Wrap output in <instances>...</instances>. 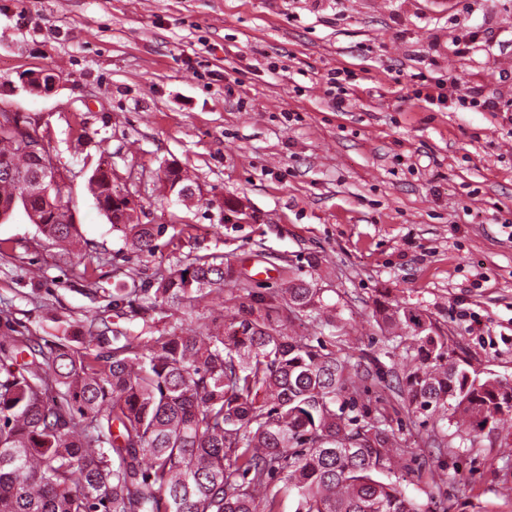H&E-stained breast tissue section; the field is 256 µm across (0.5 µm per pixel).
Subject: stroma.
Here are the masks:
<instances>
[{"label": "stroma", "instance_id": "obj_1", "mask_svg": "<svg viewBox=\"0 0 512 512\" xmlns=\"http://www.w3.org/2000/svg\"><path fill=\"white\" fill-rule=\"evenodd\" d=\"M337 69L340 111L326 82ZM31 71L55 73V90L26 91ZM439 86L445 101L419 107ZM477 87L495 111L461 106ZM1 109L70 171L91 263L60 259L23 210L0 222V336H136L184 319L206 330L236 312L235 282L220 303L154 301L195 255L223 257L268 302L314 282L368 398L394 408L408 492L512 512L499 493L512 487L500 454L512 424L439 450L432 421L403 406L398 331L373 315L379 298L418 309L481 376L512 382V0H0ZM101 157L136 193L153 253L98 209L87 181ZM166 163L192 175L191 200L165 186ZM119 288L139 294L116 306Z\"/></svg>", "mask_w": 512, "mask_h": 512}]
</instances>
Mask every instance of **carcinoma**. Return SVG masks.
I'll return each instance as SVG.
<instances>
[{"mask_svg":"<svg viewBox=\"0 0 512 512\" xmlns=\"http://www.w3.org/2000/svg\"><path fill=\"white\" fill-rule=\"evenodd\" d=\"M45 155L0 125V204L24 207L61 254L82 256L71 198L30 192ZM112 219V185L91 176ZM131 244L153 250V228L126 217ZM231 268L196 256L160 279L154 300L199 302ZM321 289L299 280L277 304L242 302L199 333L183 322L145 336L112 331L92 349L0 336V512H449L408 495L389 475L408 455L388 411L357 407L366 392L353 355L281 318L317 329ZM376 316L405 331V406L455 424L475 447L489 424L512 422V383L481 378L422 312L381 301ZM278 329L285 336H311L314 340V344H316V338L318 337L328 349H338V343H336V347H334V339L329 337L330 331L332 330L331 328H325L324 335H321L318 333V331H320L319 329L314 330L312 326L301 324L298 320H295L294 322L284 320L278 323Z\"/></svg>","mask_w":512,"mask_h":512,"instance_id":"carcinoma-1","label":"carcinoma"}]
</instances>
